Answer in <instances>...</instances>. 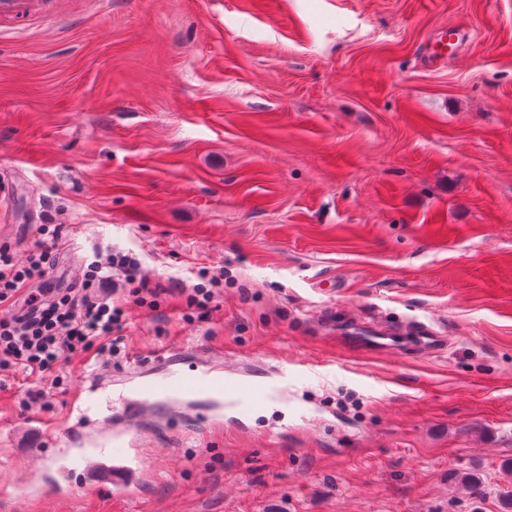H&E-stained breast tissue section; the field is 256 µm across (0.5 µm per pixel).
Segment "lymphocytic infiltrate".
<instances>
[{"mask_svg": "<svg viewBox=\"0 0 512 512\" xmlns=\"http://www.w3.org/2000/svg\"><path fill=\"white\" fill-rule=\"evenodd\" d=\"M61 241L59 225H39L22 260L11 245L0 243V370H20L55 388L63 385L61 367L72 357L121 354L127 311L108 294L112 277L128 285L139 306L157 307L161 294L142 276L134 254L123 251L85 264L73 287L48 295L29 292L31 283L49 281Z\"/></svg>", "mask_w": 512, "mask_h": 512, "instance_id": "1", "label": "lymphocytic infiltrate"}]
</instances>
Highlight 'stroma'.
Instances as JSON below:
<instances>
[{
	"label": "stroma",
	"instance_id": "obj_1",
	"mask_svg": "<svg viewBox=\"0 0 512 512\" xmlns=\"http://www.w3.org/2000/svg\"><path fill=\"white\" fill-rule=\"evenodd\" d=\"M0 40V242L58 224L57 288L133 250L119 363L45 402L0 377V512H505L512 497V0H57ZM224 276L183 319L199 268ZM424 324L446 352L341 338ZM257 412L117 397L195 361ZM107 385L104 412L78 394ZM129 427L140 482L95 444ZM482 481L480 495L464 486ZM401 334H364L361 332H353L349 337V341L355 351L361 354H377L392 350H399L401 344L398 342L404 336H389Z\"/></svg>",
	"mask_w": 512,
	"mask_h": 512
}]
</instances>
